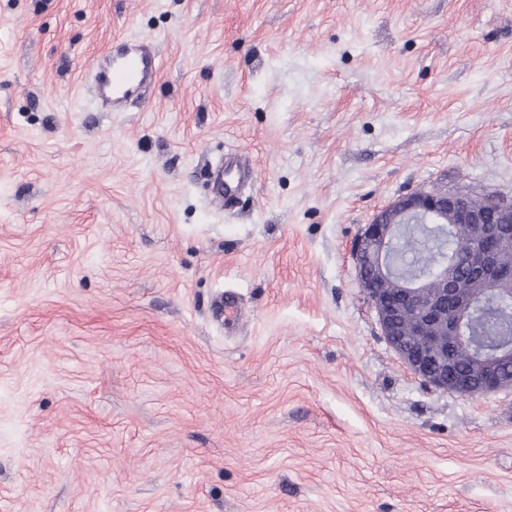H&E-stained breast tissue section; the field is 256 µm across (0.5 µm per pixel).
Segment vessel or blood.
Returning <instances> with one entry per match:
<instances>
[{"mask_svg": "<svg viewBox=\"0 0 512 512\" xmlns=\"http://www.w3.org/2000/svg\"><path fill=\"white\" fill-rule=\"evenodd\" d=\"M91 72L102 106L118 111L143 88L155 82L159 73L158 57L150 43H128L112 56L93 60ZM249 174L238 156L225 159L216 172L221 198L234 199L241 181Z\"/></svg>", "mask_w": 512, "mask_h": 512, "instance_id": "obj_1", "label": "vessel or blood"}]
</instances>
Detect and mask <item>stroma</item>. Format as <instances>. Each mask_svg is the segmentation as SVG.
<instances>
[{
    "label": "stroma",
    "mask_w": 512,
    "mask_h": 512,
    "mask_svg": "<svg viewBox=\"0 0 512 512\" xmlns=\"http://www.w3.org/2000/svg\"><path fill=\"white\" fill-rule=\"evenodd\" d=\"M433 189L512 196V0H0V512H512V390L412 375L351 255ZM91 72L98 87L102 106L121 110L139 92L156 81L158 57L148 42L127 43L112 53V57L94 59ZM250 173L251 171L240 163L237 154L224 160V165L216 171L219 194L224 202L236 197L241 181H245Z\"/></svg>",
    "instance_id": "stroma-1"
}]
</instances>
